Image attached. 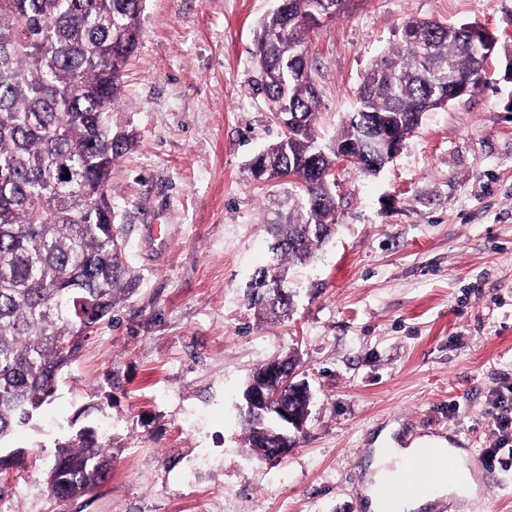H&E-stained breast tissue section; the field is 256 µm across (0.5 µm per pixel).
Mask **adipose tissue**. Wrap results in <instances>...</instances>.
Segmentation results:
<instances>
[{"instance_id": "adipose-tissue-1", "label": "adipose tissue", "mask_w": 512, "mask_h": 512, "mask_svg": "<svg viewBox=\"0 0 512 512\" xmlns=\"http://www.w3.org/2000/svg\"><path fill=\"white\" fill-rule=\"evenodd\" d=\"M425 448H432L447 454L455 470V477L450 481L427 484L418 493L400 497L395 504L396 512H419L420 508L429 501L447 494L463 498L473 497L475 483L462 451L449 447L447 442L442 439H424L413 443L408 448L378 449L380 469L373 475L368 489L372 512H384L383 488L388 476V466L402 467L403 463L416 457Z\"/></svg>"}]
</instances>
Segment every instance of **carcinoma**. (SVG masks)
Wrapping results in <instances>:
<instances>
[{
    "instance_id": "cac0c4a2",
    "label": "carcinoma",
    "mask_w": 512,
    "mask_h": 512,
    "mask_svg": "<svg viewBox=\"0 0 512 512\" xmlns=\"http://www.w3.org/2000/svg\"><path fill=\"white\" fill-rule=\"evenodd\" d=\"M146 0H0V441L29 423L55 392L83 341L137 286L127 261L118 210L107 193L112 164L133 134L112 126L123 72L143 40ZM266 14L256 61L280 73L273 84L259 69L269 110L282 134L249 163L254 180L286 186V211L269 225L278 261L255 272L247 300L257 317L289 316L292 298L273 288L287 265L308 262L336 229L330 177L337 151L352 147L362 174L369 130L383 123L414 132L448 81L483 87L484 65L512 45L470 48L462 24L412 19L398 42L375 61L357 106L336 137L319 143V96L302 21L307 0H278ZM68 178H63L64 174ZM298 364L293 352L251 372ZM283 405L309 416L306 394L285 393ZM248 447L269 458L278 442L261 436L265 418L242 407ZM26 465L21 448L0 455V470ZM112 457L97 432L85 429L61 447L45 474L47 496L62 503L106 481Z\"/></svg>"
}]
</instances>
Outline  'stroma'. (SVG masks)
I'll return each instance as SVG.
<instances>
[{"label":"stroma","mask_w":512,"mask_h":512,"mask_svg":"<svg viewBox=\"0 0 512 512\" xmlns=\"http://www.w3.org/2000/svg\"><path fill=\"white\" fill-rule=\"evenodd\" d=\"M273 5L146 0L113 113L135 142L108 183L139 288L11 440L32 465L0 475V512H369L377 449L433 437L466 450L478 488L422 512H512V466L481 457L495 393L512 388L504 64L491 57L480 92L424 113L378 174L336 168V233L291 266L290 316L262 322L246 292L272 259V203L247 164L280 134L253 57ZM415 18L476 23L512 44V0H347L308 34L322 142ZM294 350L309 416L269 460L246 446L241 394L254 368ZM84 428L108 433L112 476L56 505L44 474Z\"/></svg>","instance_id":"stroma-1"}]
</instances>
